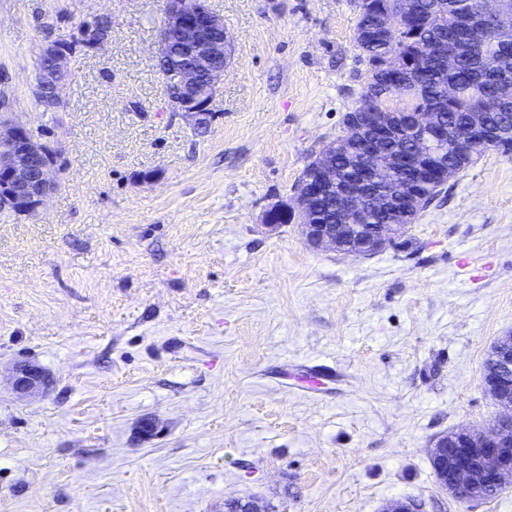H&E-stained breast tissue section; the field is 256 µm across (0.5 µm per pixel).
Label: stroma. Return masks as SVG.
<instances>
[{"label":"stroma","instance_id":"35a3bbf8","mask_svg":"<svg viewBox=\"0 0 512 512\" xmlns=\"http://www.w3.org/2000/svg\"><path fill=\"white\" fill-rule=\"evenodd\" d=\"M209 2L234 54L200 130L165 104V0H0L12 116L63 154L39 212L0 211V512H512V489L442 493L429 458L497 414L482 369L512 333V155L483 152L374 256L308 246L263 217L366 80L357 0ZM51 40L73 42V76L47 112ZM23 361L46 391H13Z\"/></svg>","mask_w":512,"mask_h":512}]
</instances>
